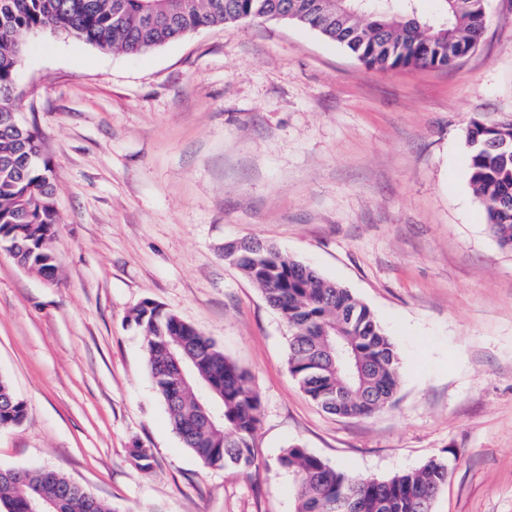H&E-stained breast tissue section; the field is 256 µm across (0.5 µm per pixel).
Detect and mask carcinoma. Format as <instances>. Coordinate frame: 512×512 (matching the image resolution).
Wrapping results in <instances>:
<instances>
[{
    "label": "carcinoma",
    "instance_id": "carcinoma-1",
    "mask_svg": "<svg viewBox=\"0 0 512 512\" xmlns=\"http://www.w3.org/2000/svg\"><path fill=\"white\" fill-rule=\"evenodd\" d=\"M0 0V114L15 111L12 92L26 37L61 30L101 50L146 52L215 24L255 18L309 27L343 46L367 68L452 67L475 49L485 0H440L436 17L417 0ZM468 180L486 224L512 248V123L471 121ZM58 223L55 175L39 137L0 121V241L19 242L17 263L45 279L57 269L51 242ZM224 259L263 292L289 331L288 364L304 393L343 417L370 416L392 402L400 384L398 351L371 310L348 289L262 243ZM156 389L184 445L208 467L258 465L254 437L260 402L247 374L216 344L178 316L146 301L133 312ZM26 404L0 377V429L19 425ZM279 467L294 477L297 512H420L448 479V458L385 479H362L293 444ZM50 501L58 512H111L53 470L0 471V505L31 512Z\"/></svg>",
    "mask_w": 512,
    "mask_h": 512
}]
</instances>
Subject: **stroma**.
I'll return each mask as SVG.
<instances>
[{
  "mask_svg": "<svg viewBox=\"0 0 512 512\" xmlns=\"http://www.w3.org/2000/svg\"><path fill=\"white\" fill-rule=\"evenodd\" d=\"M486 14L449 69L370 70L265 19L140 55L28 38L15 104L55 171L57 275L0 247V375L27 407L0 430V468L56 470L113 512H296L277 458L298 443L362 478L445 456L434 512H512V250L466 147L471 120L512 121V0ZM246 238L370 308L400 355L391 406L345 418L303 392L286 324L224 260ZM147 300L248 374L259 466L208 468L184 446L129 322Z\"/></svg>",
  "mask_w": 512,
  "mask_h": 512,
  "instance_id": "1",
  "label": "stroma"
}]
</instances>
